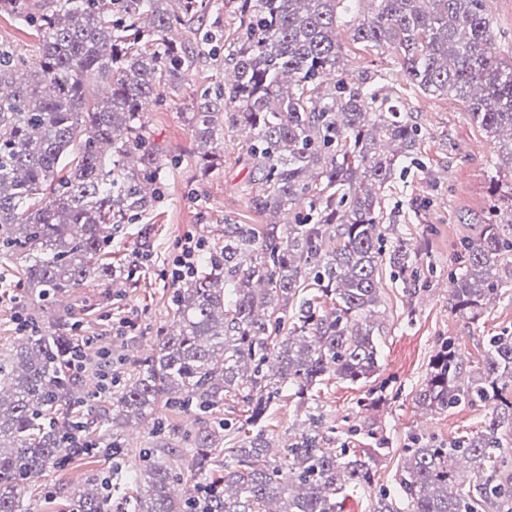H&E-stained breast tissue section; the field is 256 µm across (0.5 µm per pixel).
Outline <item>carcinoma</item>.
<instances>
[{
  "label": "carcinoma",
  "instance_id": "1",
  "mask_svg": "<svg viewBox=\"0 0 512 512\" xmlns=\"http://www.w3.org/2000/svg\"><path fill=\"white\" fill-rule=\"evenodd\" d=\"M372 5L359 14L356 6ZM241 20L224 47L234 73L225 92L192 97L189 122L203 169L214 165L224 127L246 134L243 157L258 181L248 192L280 224H226L224 246L173 292L171 325L151 355L132 360L117 390L86 391L71 368L79 346L65 317L44 326L45 311L88 280L119 282L107 261L113 231L153 210L161 198L159 152L144 134L143 110L182 85L201 48L224 42L216 30L197 40L190 28L209 0H0L42 44L31 60L0 41V258L37 301L26 308L13 358L0 361V512H31V478L80 456L120 466L121 429L153 419L159 404L199 414L181 433L193 483L179 497L173 453L146 451L132 512H341L336 495L371 483L354 448H327L320 417L276 460L261 426L283 387L304 400L329 373L352 383L378 365L374 321L382 243L393 225L377 220L373 186L411 157L421 129L389 96L341 70L336 27L352 40L395 53L413 87L452 94L496 136L512 174V62L495 52L485 0H232ZM188 28L181 42L175 28ZM414 251L398 239L390 264L403 273ZM451 308L478 319L512 283V219L480 224L461 242ZM334 304L331 311L322 301ZM126 364L107 350L84 354ZM248 406L251 433L224 447V396ZM446 411L487 403L477 433L443 446L407 449L397 477L405 512H512V332L493 336L481 366L467 369L454 342L433 359L415 396ZM109 482L91 478L69 494L72 512H104Z\"/></svg>",
  "mask_w": 512,
  "mask_h": 512
}]
</instances>
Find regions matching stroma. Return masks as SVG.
Returning a JSON list of instances; mask_svg holds the SVG:
<instances>
[{"label":"stroma","mask_w":512,"mask_h":512,"mask_svg":"<svg viewBox=\"0 0 512 512\" xmlns=\"http://www.w3.org/2000/svg\"><path fill=\"white\" fill-rule=\"evenodd\" d=\"M342 68L349 81L363 76L390 90L401 109L420 125L419 163L396 168L380 191L382 215H396V235L421 247L415 269L393 275L382 264L376 320L378 366L370 378L349 382L323 376L308 403L282 396L267 411L265 426L278 457L288 438L298 435L308 413L321 418L334 448H358L370 460L372 484L348 497L342 512H373L382 491H396V475L407 449L418 442L443 444L476 433L490 409L478 403L445 412L419 408L415 395L441 344L454 341L466 360L478 363L489 337L512 332V294L488 305L475 321L450 307L448 274L457 264L459 243L477 225L512 217L499 207L492 185L503 179L498 142L470 117L466 104L451 95H429L408 84L388 48L367 49L342 34ZM224 81V57L205 53L188 73V85L165 90L160 102L147 105L145 133L161 151L163 196L158 208L132 224L121 225L112 239V264L132 270L131 281L109 285L89 281L73 289L64 303L77 314L79 334L93 348L103 346L136 358L149 352L172 320L174 283L165 280L180 253L193 240L205 252L224 243L225 224H264L245 192L253 176L241 160L247 138L236 129L224 132L217 166L202 171L188 120L193 90ZM23 290L10 263L0 260V354L12 350L20 331ZM135 324L125 330L123 321ZM109 462L77 458L61 470L49 469L33 481L26 502L32 512H68L71 489L108 471Z\"/></svg>","instance_id":"35a3bbf8"}]
</instances>
